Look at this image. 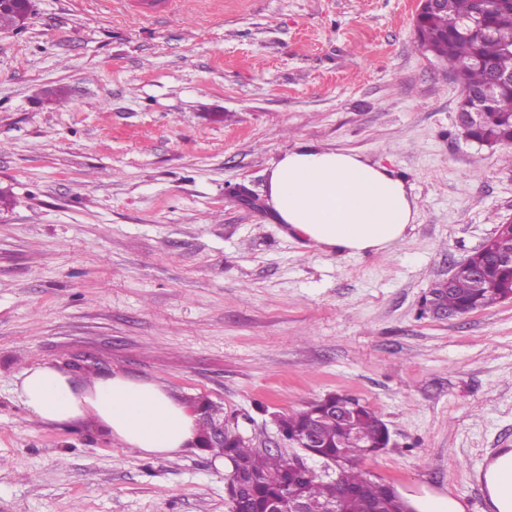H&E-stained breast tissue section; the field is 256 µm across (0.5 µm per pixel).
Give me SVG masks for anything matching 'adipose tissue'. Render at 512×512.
<instances>
[{
	"label": "adipose tissue",
	"instance_id": "obj_1",
	"mask_svg": "<svg viewBox=\"0 0 512 512\" xmlns=\"http://www.w3.org/2000/svg\"><path fill=\"white\" fill-rule=\"evenodd\" d=\"M268 204L290 235L330 251H386L417 218L405 181L351 151L300 143L275 163ZM13 393L29 416L55 425L90 418L124 446L174 455L199 439L197 413L159 382L115 371L93 381L44 364L29 367ZM495 512H512V450L497 454L483 479Z\"/></svg>",
	"mask_w": 512,
	"mask_h": 512
}]
</instances>
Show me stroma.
Returning a JSON list of instances; mask_svg holds the SVG:
<instances>
[{
    "label": "stroma",
    "instance_id": "1",
    "mask_svg": "<svg viewBox=\"0 0 512 512\" xmlns=\"http://www.w3.org/2000/svg\"><path fill=\"white\" fill-rule=\"evenodd\" d=\"M415 8L32 0L0 30V512L229 510L211 453L29 418L12 387L43 364L164 383L289 461L275 415L347 393L393 440L368 478L493 512L479 475L512 449V300L447 320L420 305L512 217V146L464 136ZM299 141L404 178V239L352 257L275 223L270 172Z\"/></svg>",
    "mask_w": 512,
    "mask_h": 512
}]
</instances>
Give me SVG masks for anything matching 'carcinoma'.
Listing matches in <instances>:
<instances>
[{"label": "carcinoma", "mask_w": 512, "mask_h": 512, "mask_svg": "<svg viewBox=\"0 0 512 512\" xmlns=\"http://www.w3.org/2000/svg\"><path fill=\"white\" fill-rule=\"evenodd\" d=\"M26 10L24 3L1 9L0 29L19 28ZM414 24L419 44L445 59L460 81L464 93L461 108L473 104L472 93L499 77L512 76V0H441L436 11L414 19ZM482 109V122L468 136H495L500 143L512 144V83L501 84L491 103ZM470 261L483 265V279L476 282L458 275L438 295L439 302H448L450 312L463 315L495 304L501 300V285L512 282V266H491L479 252L470 256ZM333 401L340 404L344 399L339 393L331 394L316 410L307 408L281 418L282 434L288 439L309 426L312 412L319 413V447L314 452L336 464L338 472L333 480L297 471L290 462L239 436L233 425L225 427L224 447L208 452L234 462L229 484L236 483L241 473L248 476L240 502L243 512H266L274 499L284 504L297 499L337 501L341 512H398L404 508L392 487L357 470L360 458L385 448L384 423L366 405L342 416L330 413L324 406Z\"/></svg>", "instance_id": "obj_1"}]
</instances>
